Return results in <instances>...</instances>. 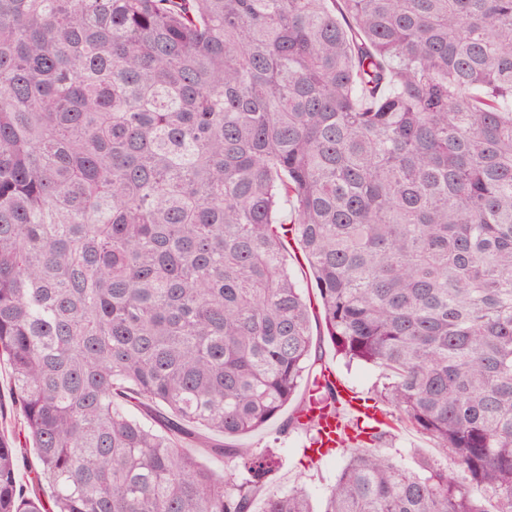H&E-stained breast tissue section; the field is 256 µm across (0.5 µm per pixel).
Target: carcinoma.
I'll return each instance as SVG.
<instances>
[{
    "mask_svg": "<svg viewBox=\"0 0 512 512\" xmlns=\"http://www.w3.org/2000/svg\"><path fill=\"white\" fill-rule=\"evenodd\" d=\"M291 240L457 467L350 447L323 512H512V0H0V512H315L185 448L336 403ZM287 262H288V268L293 275V277L299 282L302 288L305 289L306 295L308 294L307 288L309 289V293L311 296V300L315 299L313 298V294L315 295V288L314 284L312 282V277L306 267L303 265V262L301 260V255L298 249H296L295 245L288 246V253H287Z\"/></svg>",
    "mask_w": 512,
    "mask_h": 512,
    "instance_id": "1",
    "label": "carcinoma"
}]
</instances>
